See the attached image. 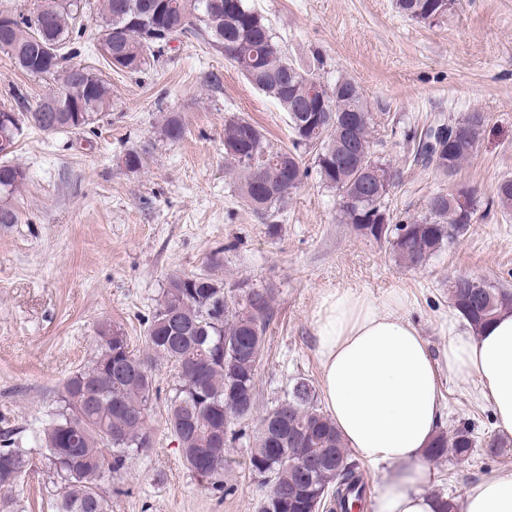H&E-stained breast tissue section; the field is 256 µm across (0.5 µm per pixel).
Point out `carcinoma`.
<instances>
[{
	"label": "carcinoma",
	"mask_w": 512,
	"mask_h": 512,
	"mask_svg": "<svg viewBox=\"0 0 512 512\" xmlns=\"http://www.w3.org/2000/svg\"><path fill=\"white\" fill-rule=\"evenodd\" d=\"M398 11L411 20L433 23L453 8V0H396ZM79 0H44L29 13L0 6V15L12 18L8 36H0V51L26 74L47 77L62 70L76 73L62 79L46 96L50 112L22 110L23 92L0 103V113L13 115L0 124V140L12 147L28 127L44 132L66 131L99 121L112 102L111 84L100 75L72 62L82 52ZM100 22L93 44L108 66L140 72L157 59L162 37L176 31L200 37L237 64L246 79L288 113L291 147L272 151L261 130L245 118L224 123V154L228 170L246 205L269 218L280 211L303 180L302 156L313 154L320 180L336 190L341 221L360 236L387 243L405 265L421 267L445 244L468 230L475 198L465 208L456 205L455 193L440 192L428 200L419 219L393 215L387 198L394 185L389 164L374 158L370 148L372 118L358 83L339 77L324 85L310 71L295 65L274 41L266 20L246 0H102ZM43 33L34 39L32 32ZM333 113L326 126L310 122L313 113L293 111L297 102L317 101ZM486 117L473 112L459 120L463 135L449 138L435 149L429 141L444 121L429 126L417 154L434 169L451 176L470 159ZM162 136L176 142L184 135L181 121L166 115ZM26 178L17 163L0 162V224H13L16 214L8 200ZM499 206L512 210V179L502 180L496 192ZM470 276L450 283L452 304L471 325L480 329L500 312L512 311V290L489 283L475 290ZM275 318L274 297L268 288L246 281L224 285L223 250L207 259L201 273H174L167 279L147 329L145 352L130 349L121 329L110 323L98 328V353L87 368L69 377L61 405L49 424L34 437L45 449L36 456L22 446L12 430L0 432V489L9 490L21 475L45 465L64 484L58 512H109L99 490L98 472L104 451L112 452V469L120 470L152 448L154 433L148 412L156 394L151 363L163 360L176 370L167 398L168 429L179 443L187 467L205 487L224 490L227 449L239 440L235 425L254 416L257 409L256 371L266 334ZM248 453L251 473L271 478L259 512H352L364 507L368 485L359 464L350 457L336 426L317 403V397L297 401L288 391L263 414ZM477 446L468 424L440 431L429 449L430 457L448 453L471 457ZM336 449L344 458L339 471L325 462ZM313 455L320 459L310 481L300 482L279 469L276 455Z\"/></svg>",
	"instance_id": "cac0c4a2"
}]
</instances>
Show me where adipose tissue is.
<instances>
[{
    "label": "adipose tissue",
    "mask_w": 512,
    "mask_h": 512,
    "mask_svg": "<svg viewBox=\"0 0 512 512\" xmlns=\"http://www.w3.org/2000/svg\"><path fill=\"white\" fill-rule=\"evenodd\" d=\"M405 303L396 292L380 302L344 288L321 296L313 315L321 400L347 448L384 467L372 512H442L427 454L442 412L440 374L476 381L497 430L512 436V311L476 330L449 310L439 358L402 316ZM460 512H512V470L468 488Z\"/></svg>",
    "instance_id": "adipose-tissue-1"
}]
</instances>
